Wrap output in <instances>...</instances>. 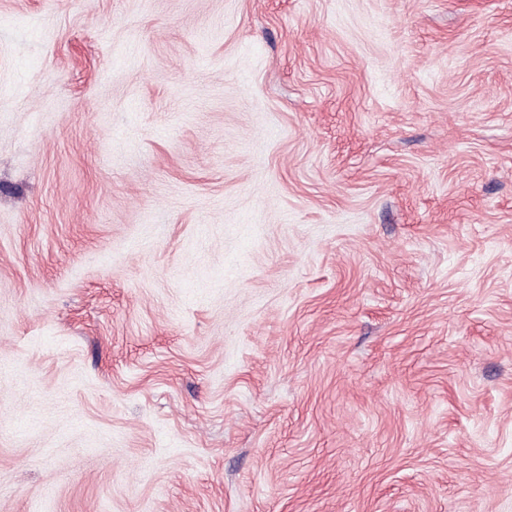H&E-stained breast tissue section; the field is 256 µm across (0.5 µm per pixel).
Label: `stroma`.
I'll use <instances>...</instances> for the list:
<instances>
[{
    "mask_svg": "<svg viewBox=\"0 0 512 512\" xmlns=\"http://www.w3.org/2000/svg\"><path fill=\"white\" fill-rule=\"evenodd\" d=\"M0 512H512V0H0Z\"/></svg>",
    "mask_w": 512,
    "mask_h": 512,
    "instance_id": "obj_1",
    "label": "stroma"
}]
</instances>
